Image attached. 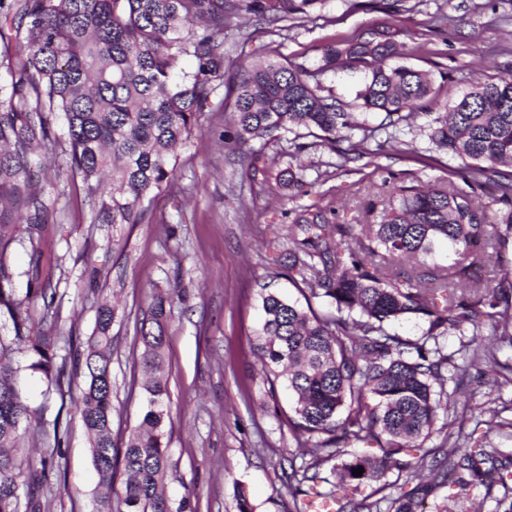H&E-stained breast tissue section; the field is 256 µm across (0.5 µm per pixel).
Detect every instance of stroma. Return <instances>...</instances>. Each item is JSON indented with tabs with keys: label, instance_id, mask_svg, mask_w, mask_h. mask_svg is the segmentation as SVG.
Segmentation results:
<instances>
[{
	"label": "stroma",
	"instance_id": "obj_1",
	"mask_svg": "<svg viewBox=\"0 0 512 512\" xmlns=\"http://www.w3.org/2000/svg\"><path fill=\"white\" fill-rule=\"evenodd\" d=\"M354 0H325L312 19L287 25L261 20L229 30L224 51L233 63L270 41L282 53L317 67L324 43L362 36L379 23L403 32L407 47L425 44L418 67L445 76L442 97L455 98L477 81L512 76V0H395L391 9L357 8ZM225 112H209L201 127L178 152L175 181L146 205L142 223L98 224L80 181L50 175L46 192L57 198V220L41 240L14 245L10 260L25 293L32 251L41 255L42 278L55 299L37 307L34 327L56 336V364L72 362L94 334L98 306H115L112 326V437L124 447L145 406L141 392L140 327L152 298L172 295L167 306L164 359L169 396L167 430L169 467L165 490L173 501L189 498L191 512H237L245 494L254 512H288L281 479L282 457L311 461L314 445L297 443L288 427L290 398L283 382L268 383L260 371L255 333L260 327L259 293L264 284L286 297L299 291L287 271L272 273L268 241L288 248L293 210L337 208L348 224L366 223V208L385 193V180H417L462 186L457 160L445 154L424 159L428 146L417 129L424 117L410 118L404 138L413 150L378 157V171L361 161L336 165L330 150L314 143L296 152L291 134L280 135L261 150L255 176H246L248 158L225 148L220 139ZM303 169L300 189L288 186L291 153ZM454 366L446 391L463 385L466 401L439 423L454 420L462 433L477 422L499 416L512 420V346L500 343L491 322L441 338ZM495 348L497 360L470 358L473 348ZM30 357L14 356L18 386L32 417L19 440L25 468L54 459L50 491L42 512H93L99 476L89 439L78 413L63 405L58 392L46 389ZM65 444L54 448V428ZM500 487L478 486L449 495H430L423 512H504Z\"/></svg>",
	"mask_w": 512,
	"mask_h": 512
}]
</instances>
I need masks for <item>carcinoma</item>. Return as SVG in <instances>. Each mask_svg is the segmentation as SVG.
I'll return each instance as SVG.
<instances>
[{
	"label": "carcinoma",
	"mask_w": 512,
	"mask_h": 512,
	"mask_svg": "<svg viewBox=\"0 0 512 512\" xmlns=\"http://www.w3.org/2000/svg\"><path fill=\"white\" fill-rule=\"evenodd\" d=\"M325 0H0V317H7L13 338H0V358L14 351L31 354L30 369L47 388L62 391L64 367H56L55 337L32 330L30 305L47 302L50 286L40 282L38 251L32 250L26 295L18 297L19 277L10 261L18 242L13 213L21 216L30 244L55 223V201L41 182V153L61 154L63 166L81 179L96 219L106 224H139L144 202L167 189L175 177L177 148L199 127L207 112L219 110L218 89L232 99L224 142L244 151L254 141L281 133L298 140L324 142L339 159L406 153L401 127L415 111L436 102L441 87L429 72L399 63L402 32L384 25L356 40L332 41L321 48L311 70L270 46L233 73L224 59L226 31L256 17L273 21L306 20ZM191 70L181 68L183 59ZM348 68L364 79L356 106L380 115L374 128L323 94L318 76ZM426 132L436 150L461 161L465 182H493L501 208L495 220L473 204L471 193L448 185L391 182L374 224H341L330 207L295 213L286 253L268 263L288 269V279L306 301L302 307L263 290V322L257 337L259 362L270 383L283 380L291 393L288 426L296 440L323 437L324 452L300 467L289 462L288 512H315L313 499H328L323 512H372L379 501L362 488L395 470L411 476L428 469L421 490L465 489L472 485L512 483V454L487 450L488 436L505 426L485 422V432L460 442L452 423L436 428L439 411H449L465 396L435 391L443 384L451 357L439 337L451 330L495 321L502 339L512 343V277L487 275L469 294L457 285L472 281L486 252L499 261L512 252V78L480 82L444 105L426 112ZM65 139L56 132L58 119ZM384 132L385 138L376 139ZM376 148H367L369 141ZM347 147H342V144ZM448 264H428L437 249ZM326 298L334 311L319 314L312 300ZM158 294L140 328L146 408L125 447L112 439V323L115 308H97L95 336L76 362L85 388L71 398L101 475L95 512H187L175 505L163 482L168 468L165 431L168 410L165 303ZM426 319L427 331L404 339L389 325L404 316ZM13 369L0 362V512H18L22 475L16 441L31 419L13 382ZM444 433L446 466L428 463L436 450L424 447ZM336 460L337 481L318 490L327 478L320 467ZM122 466L124 492L112 499V476ZM363 468L360 476L353 470ZM45 470L30 472L25 485L27 512H41ZM404 483L393 482L387 512H422V499Z\"/></svg>",
	"instance_id": "cac0c4a2"
}]
</instances>
